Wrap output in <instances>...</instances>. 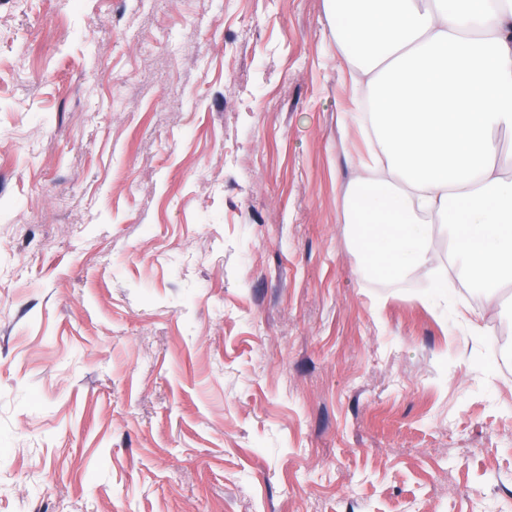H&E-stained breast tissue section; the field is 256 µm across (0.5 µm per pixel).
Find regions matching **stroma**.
I'll list each match as a JSON object with an SVG mask.
<instances>
[{
	"instance_id": "stroma-1",
	"label": "stroma",
	"mask_w": 512,
	"mask_h": 512,
	"mask_svg": "<svg viewBox=\"0 0 512 512\" xmlns=\"http://www.w3.org/2000/svg\"><path fill=\"white\" fill-rule=\"evenodd\" d=\"M361 94L325 0H0V512H512V285L358 273Z\"/></svg>"
}]
</instances>
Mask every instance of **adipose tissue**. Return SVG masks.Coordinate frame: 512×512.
<instances>
[{"label":"adipose tissue","mask_w":512,"mask_h":512,"mask_svg":"<svg viewBox=\"0 0 512 512\" xmlns=\"http://www.w3.org/2000/svg\"><path fill=\"white\" fill-rule=\"evenodd\" d=\"M342 60L372 109L344 221L360 272L401 278L445 225L456 275L488 294L512 283V0H325Z\"/></svg>","instance_id":"obj_1"}]
</instances>
